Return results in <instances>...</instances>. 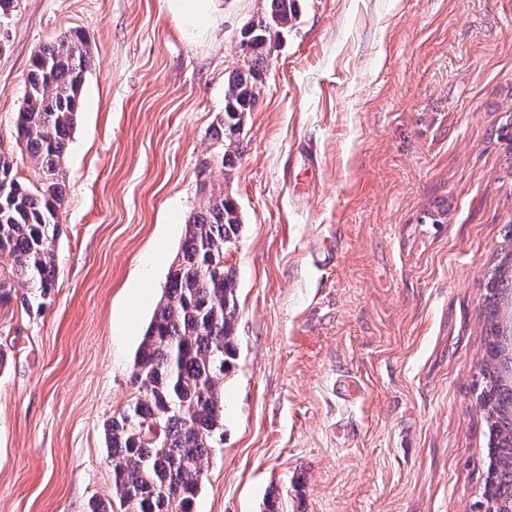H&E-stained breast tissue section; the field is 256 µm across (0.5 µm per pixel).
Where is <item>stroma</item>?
I'll use <instances>...</instances> for the list:
<instances>
[{
	"instance_id": "35a3bbf8",
	"label": "stroma",
	"mask_w": 512,
	"mask_h": 512,
	"mask_svg": "<svg viewBox=\"0 0 512 512\" xmlns=\"http://www.w3.org/2000/svg\"><path fill=\"white\" fill-rule=\"evenodd\" d=\"M296 6L225 167L212 130L264 0H223L194 42L163 0H15L0 19V154L29 181L13 126L31 59L70 30L93 49L54 291L0 308V512H122L103 425L135 394L205 184L241 227L224 441L196 512H473L484 286L512 252V0ZM442 200L447 223H425Z\"/></svg>"
}]
</instances>
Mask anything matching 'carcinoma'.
Returning <instances> with one entry per match:
<instances>
[{
	"label": "carcinoma",
	"instance_id": "carcinoma-1",
	"mask_svg": "<svg viewBox=\"0 0 512 512\" xmlns=\"http://www.w3.org/2000/svg\"><path fill=\"white\" fill-rule=\"evenodd\" d=\"M267 10L248 24L238 45L244 66L224 86V118L212 140L225 166L240 154V130L256 107L268 52L296 17L295 0H266ZM92 60L89 40L76 30L43 46L30 64L26 94L14 134L38 173L19 179L13 159L0 154V306L9 304L15 283L45 304L55 288L54 241L66 195L62 166L68 138L82 107L81 91ZM205 204L186 224L178 260L145 330L134 361L137 395L104 425L112 492L123 512H194L203 460L224 438V379L235 356V272L224 263L235 244L240 218L224 190L205 189ZM504 281H487L484 348L495 365L482 369L480 401L488 431V477L475 506L512 512V486L497 485L512 472V330L496 319Z\"/></svg>",
	"mask_w": 512,
	"mask_h": 512
}]
</instances>
